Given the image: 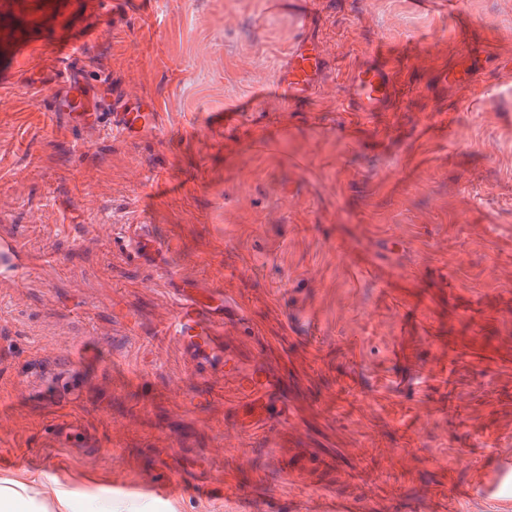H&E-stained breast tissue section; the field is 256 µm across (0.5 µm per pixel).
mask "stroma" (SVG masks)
Returning a JSON list of instances; mask_svg holds the SVG:
<instances>
[{"label": "stroma", "instance_id": "obj_1", "mask_svg": "<svg viewBox=\"0 0 512 512\" xmlns=\"http://www.w3.org/2000/svg\"><path fill=\"white\" fill-rule=\"evenodd\" d=\"M93 27L84 63L158 104L162 134L42 116L57 40ZM303 38L324 66L287 103ZM361 66L388 76L379 111L354 109ZM0 73V235L34 261L0 284V512H512V479L475 489L512 455V0H0ZM126 224L153 242L135 258ZM187 279L243 308L257 336L234 348L280 383L279 420L244 424L161 337ZM62 360L80 393L50 407L22 382ZM57 420L95 447L54 444ZM165 468L183 486L162 498ZM361 508L355 500L316 498L302 500L298 512H359Z\"/></svg>", "mask_w": 512, "mask_h": 512}]
</instances>
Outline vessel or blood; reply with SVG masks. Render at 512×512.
I'll use <instances>...</instances> for the list:
<instances>
[{
	"instance_id": "b4317fda",
	"label": "vessel or blood",
	"mask_w": 512,
	"mask_h": 512,
	"mask_svg": "<svg viewBox=\"0 0 512 512\" xmlns=\"http://www.w3.org/2000/svg\"><path fill=\"white\" fill-rule=\"evenodd\" d=\"M324 53L321 46L301 41L291 47L283 80L289 97L301 96L311 86L322 68ZM62 93H47L42 97L50 116H66L70 127L89 133L110 131L124 139L137 138L147 130H159L156 105L117 104L108 110L98 100L95 76L83 66L66 67L60 72ZM353 100L358 111L372 112L387 98L389 82L380 68H361L349 77ZM25 251L12 237H0V281L17 284L24 281L30 267ZM248 329L249 322L241 308L222 290H192L177 304L175 313L165 328L183 349L196 359L223 358L224 366L214 369L211 388L222 391L225 399L240 407H248L253 395L268 385L266 374L257 367L243 366L237 354L224 349L225 328ZM74 371L59 370L44 376L34 391L45 400L53 401L76 390ZM50 435L55 443L68 447H90L87 435L69 422L53 424ZM512 477V457L501 458L495 469L483 479L478 488L485 494L496 491L503 479ZM298 512H360L356 501L316 498L300 502Z\"/></svg>"
}]
</instances>
